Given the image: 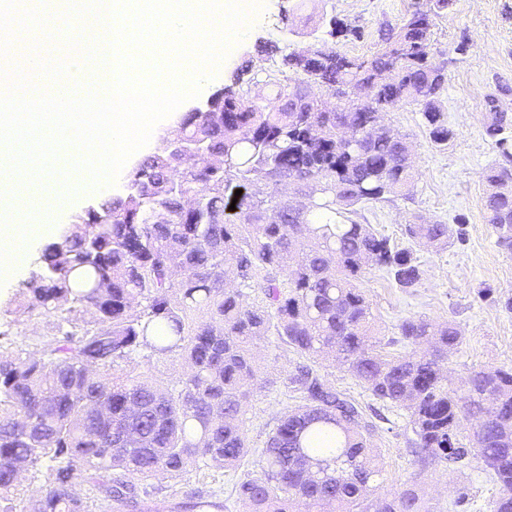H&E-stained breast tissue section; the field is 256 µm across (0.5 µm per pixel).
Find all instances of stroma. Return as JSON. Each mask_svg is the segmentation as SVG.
<instances>
[{
    "mask_svg": "<svg viewBox=\"0 0 512 512\" xmlns=\"http://www.w3.org/2000/svg\"><path fill=\"white\" fill-rule=\"evenodd\" d=\"M242 38L227 57L224 73L208 80L196 101L230 84L237 68L245 64L269 66L262 55L265 43L280 50L330 42L336 51L350 57H371L381 41L383 23L393 25L413 9L414 0H308L303 10L291 12L289 0H257ZM359 26L361 38H328L329 19ZM432 49L436 61L446 63L448 88L441 97L445 118L455 130L448 145L430 143L417 107L406 106L385 114L384 121L405 134L413 145L416 172L411 198H395L365 210L372 228L390 237L419 257L425 275L418 287L405 290L391 282L385 271L372 268L359 282L368 295L382 335L390 337L401 319L423 316L436 322L453 321L461 329L463 343L446 364L453 387H461L471 370L512 366V313L501 298L512 295V254L498 247L497 236L486 219L483 206V176L500 162L492 141L484 135V98L497 85L512 86V0H452L448 11L432 19ZM466 42L465 53L456 46ZM443 224H461L464 239L447 249L433 251L412 245L402 229L412 216ZM57 319L33 313L21 319L0 315V349L35 351L54 332ZM258 362L269 383L257 388L245 414V432L253 454H260L269 430L282 412L299 401L283 384V377L298 354L264 342L257 349ZM392 430H379L372 438L383 463L381 494H393L405 485L417 484L433 512H473L486 507L498 493L480 470L478 462L464 469L434 465L419 470L411 453L414 438L402 411L389 410ZM244 468L224 469L191 466L182 477L139 481L144 506L166 507L172 512L182 501L185 487L211 494L224 504V512H244L234 493ZM468 488L473 502L459 508L454 501L461 488Z\"/></svg>",
    "mask_w": 512,
    "mask_h": 512,
    "instance_id": "1",
    "label": "stroma"
}]
</instances>
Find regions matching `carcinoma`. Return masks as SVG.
<instances>
[{"label": "carcinoma", "mask_w": 512, "mask_h": 512, "mask_svg": "<svg viewBox=\"0 0 512 512\" xmlns=\"http://www.w3.org/2000/svg\"><path fill=\"white\" fill-rule=\"evenodd\" d=\"M383 47L352 58L323 43L281 56L212 95V111L186 112L126 175L137 187L77 217L43 250L23 295L6 312L56 315L40 356L0 352V491L15 467L53 462L33 512H89L88 484L121 512H143L136 481L177 477L192 464L235 468L250 454L245 405L262 380L254 347L273 337L312 361L285 378L303 404L268 432L256 470L236 486L247 512H431L416 484L381 500L383 465L372 418L320 373L344 366L372 397L406 412L421 468L466 466L499 487L490 512H512V367L471 373L465 389L443 365L463 343L457 325L407 317L397 336L377 334L358 282L378 267L417 287L419 258L353 215L409 196L415 173L407 138L381 114L419 107L431 142L455 137L441 109L448 70L434 61L431 23L412 12L381 30ZM262 85L266 94L252 93ZM344 87L336 108L323 98ZM497 86L484 130L504 166L486 171L484 209L497 244L512 252V118ZM199 141L219 172L171 148ZM286 177L307 211L279 191ZM242 190L235 196L236 190ZM198 200L201 217L187 208ZM235 209H229L230 205ZM404 233L444 249L447 224L415 216ZM428 345L420 355L386 348ZM179 356L187 372L168 387L122 371L138 358ZM476 418L472 447L458 438ZM220 507L192 492L185 512Z\"/></svg>", "instance_id": "obj_1"}]
</instances>
